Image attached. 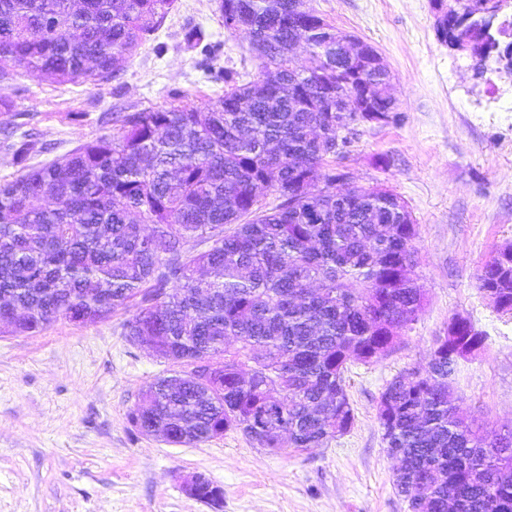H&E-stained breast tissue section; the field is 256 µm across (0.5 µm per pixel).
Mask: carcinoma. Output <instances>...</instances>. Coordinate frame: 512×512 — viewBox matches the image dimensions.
<instances>
[{
    "instance_id": "cac0c4a2",
    "label": "carcinoma",
    "mask_w": 512,
    "mask_h": 512,
    "mask_svg": "<svg viewBox=\"0 0 512 512\" xmlns=\"http://www.w3.org/2000/svg\"><path fill=\"white\" fill-rule=\"evenodd\" d=\"M174 0H0V83L23 69L56 83L117 78ZM224 29L243 30L258 79L224 69V95L200 106L112 113L113 133L0 181V329L34 333L59 319L95 324L130 303L127 336L178 367L129 420L169 445L242 432L260 448H315L354 421L346 373L395 349L422 311L416 224L384 186L342 178L319 135L336 137V87L372 85L365 116L397 117L387 68L349 59L298 0H216ZM497 0H455L448 43L475 57L512 48V17L491 50ZM190 47L207 56L206 34ZM302 44L309 65H288ZM322 179L324 187L313 185ZM273 197L268 202L263 194ZM48 197L52 206H37ZM512 316V242L476 274ZM484 336L448 318L424 369L390 380L377 416L393 485L409 512H512V431L489 438L453 404L450 379Z\"/></svg>"
}]
</instances>
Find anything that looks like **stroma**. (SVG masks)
<instances>
[{"label": "stroma", "instance_id": "35a3bbf8", "mask_svg": "<svg viewBox=\"0 0 512 512\" xmlns=\"http://www.w3.org/2000/svg\"><path fill=\"white\" fill-rule=\"evenodd\" d=\"M309 3L375 47L391 72L399 119L360 125L345 164L358 186L385 185L411 211L425 309L386 357L351 364L347 433L281 452L238 431L196 446L138 432L130 412L173 367L129 340V312L88 325L59 320L34 335L2 332L0 512H211L183 490L192 473L223 489V512H408L377 402L387 381L426 365L454 314L485 337L451 380L462 408L489 429H512V317L496 312L475 280L512 241V76L474 78L468 60L438 41L431 0ZM193 27L206 31L211 56L188 48ZM248 46L245 33L224 29L214 0H175L116 79L58 85L27 72L0 84V130L34 142L29 164L49 163L111 132L112 113L217 98L225 68L256 72Z\"/></svg>", "mask_w": 512, "mask_h": 512}]
</instances>
